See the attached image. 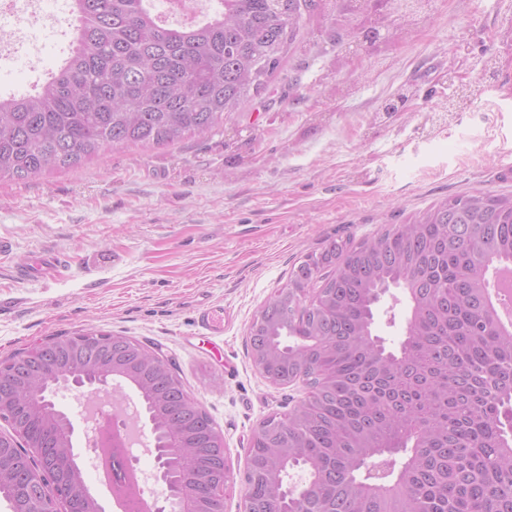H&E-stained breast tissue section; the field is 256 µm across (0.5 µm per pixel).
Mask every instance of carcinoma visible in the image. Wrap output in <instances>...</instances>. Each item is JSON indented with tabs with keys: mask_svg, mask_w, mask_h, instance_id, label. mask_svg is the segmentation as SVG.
<instances>
[{
	"mask_svg": "<svg viewBox=\"0 0 512 512\" xmlns=\"http://www.w3.org/2000/svg\"><path fill=\"white\" fill-rule=\"evenodd\" d=\"M213 13L166 24L154 0H71L76 38L48 77L0 96V180L77 167L117 145L164 147L215 131L281 69L304 19L329 0H213ZM427 0H392L406 38ZM512 264V196L445 199L358 242L328 239L290 281L321 289L299 307L276 296L263 343L310 396L260 442L271 472L300 467L288 512H512V330L487 302ZM400 288L395 350L375 309Z\"/></svg>",
	"mask_w": 512,
	"mask_h": 512,
	"instance_id": "carcinoma-1",
	"label": "carcinoma"
}]
</instances>
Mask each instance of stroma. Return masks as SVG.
<instances>
[{"instance_id":"35a3bbf8","label":"stroma","mask_w":512,"mask_h":512,"mask_svg":"<svg viewBox=\"0 0 512 512\" xmlns=\"http://www.w3.org/2000/svg\"><path fill=\"white\" fill-rule=\"evenodd\" d=\"M333 4L219 130L0 181V357L92 327L162 346L224 436V512L243 510L255 426L308 394L269 384L246 339L291 270L327 239L373 236L444 198L512 194V0H432L427 23L376 51L327 35L355 24ZM73 38L21 76L0 69V89L42 83ZM403 87L405 109L382 111Z\"/></svg>"}]
</instances>
